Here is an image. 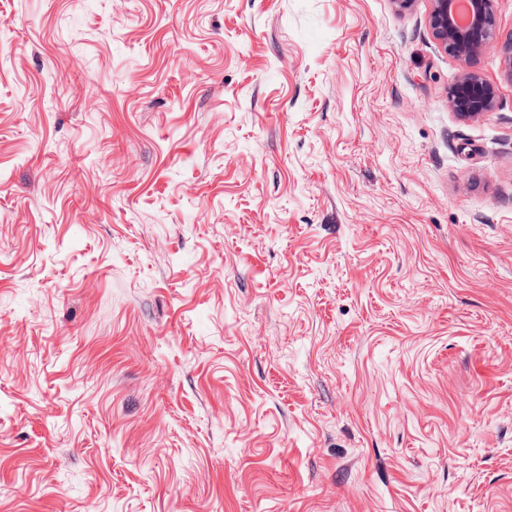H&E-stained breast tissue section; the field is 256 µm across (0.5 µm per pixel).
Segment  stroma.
Returning <instances> with one entry per match:
<instances>
[{
    "label": "stroma",
    "instance_id": "obj_1",
    "mask_svg": "<svg viewBox=\"0 0 512 512\" xmlns=\"http://www.w3.org/2000/svg\"><path fill=\"white\" fill-rule=\"evenodd\" d=\"M431 0H0V512H512V75ZM429 25L434 37L449 55L466 65L458 80L448 89V107L464 119H475L495 106L496 85L469 64L478 54L498 51L512 75V32L502 40L499 34L495 0H469V17L459 23L454 14V0H432Z\"/></svg>",
    "mask_w": 512,
    "mask_h": 512
}]
</instances>
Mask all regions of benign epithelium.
<instances>
[{"instance_id": "7a95c632", "label": "benign epithelium", "mask_w": 512, "mask_h": 512, "mask_svg": "<svg viewBox=\"0 0 512 512\" xmlns=\"http://www.w3.org/2000/svg\"><path fill=\"white\" fill-rule=\"evenodd\" d=\"M495 0H469V17L459 23L454 0H432L429 25L434 37L448 54L470 64L478 54L497 51L512 76V33L500 37ZM498 95L496 85L467 68L448 89V107L464 119H475L493 110Z\"/></svg>"}]
</instances>
